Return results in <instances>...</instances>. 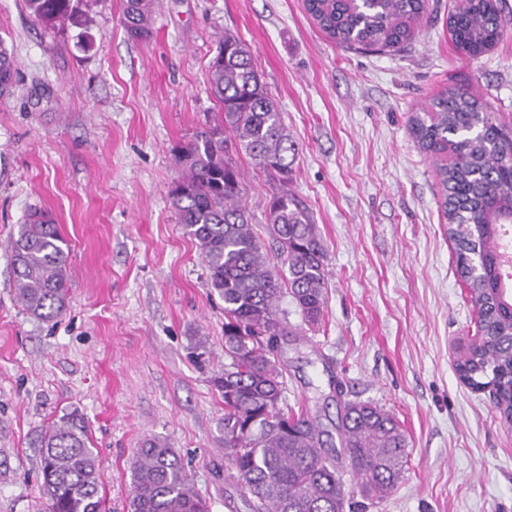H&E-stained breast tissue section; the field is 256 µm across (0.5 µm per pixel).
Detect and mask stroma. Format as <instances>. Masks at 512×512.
Instances as JSON below:
<instances>
[{
	"mask_svg": "<svg viewBox=\"0 0 512 512\" xmlns=\"http://www.w3.org/2000/svg\"><path fill=\"white\" fill-rule=\"evenodd\" d=\"M400 53L336 45L304 0H160L153 35L127 37L122 0H87L90 29L48 30L24 0H0L16 86L0 97V512H43L41 433L75 412L98 450L108 512H127L130 460L156 439L180 456L210 512H250L224 481V302L170 192L178 155L216 125L208 89L219 39L254 52L298 145L287 189L325 251L321 324L285 345L286 400L326 430L340 404L375 403L409 441L399 487L366 512H512V427L465 385L456 349L477 318L457 271L434 160L409 118L451 88L483 97L512 131V0L485 55L458 54L448 12ZM90 42H82V31ZM237 163L253 230L268 239L279 186ZM34 211L71 247L64 315L30 316L13 285L9 240Z\"/></svg>",
	"mask_w": 512,
	"mask_h": 512,
	"instance_id": "stroma-1",
	"label": "stroma"
}]
</instances>
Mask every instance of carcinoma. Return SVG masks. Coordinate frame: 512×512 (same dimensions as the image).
I'll return each mask as SVG.
<instances>
[{"mask_svg":"<svg viewBox=\"0 0 512 512\" xmlns=\"http://www.w3.org/2000/svg\"><path fill=\"white\" fill-rule=\"evenodd\" d=\"M427 0H305L306 11L336 43L365 52L400 51L412 38ZM46 28L72 21L89 28L81 0H24ZM501 0H461L448 16L455 49L470 59L503 37ZM157 0H124L121 24L130 37H150ZM14 56L0 41V97L11 93ZM221 123L185 146L183 176L172 205L197 241L209 286L224 301V372L214 384L224 399L226 474L253 512H361L346 491L344 469L361 496L382 500L408 470V441L398 420L362 401L343 403L339 445L316 419L285 403L281 343L300 332L280 308L288 297L309 325L323 316L324 247L307 210L290 193L269 205L271 254L254 232L242 201L241 172L226 157L227 138L256 167L288 182L298 147L253 52L226 34L210 69ZM420 149L437 156L436 176L457 269L477 316V333L457 360L459 378L476 391L498 389L495 407L512 423V295L506 291L502 229L512 224V140L494 111L468 89L433 98L410 118ZM14 288L35 318L67 307L69 247L58 225L35 212L10 240ZM46 512H103L101 469L84 418L72 412L40 437ZM129 512H209L175 452L144 441L130 464Z\"/></svg>","mask_w":512,"mask_h":512,"instance_id":"carcinoma-1","label":"carcinoma"}]
</instances>
